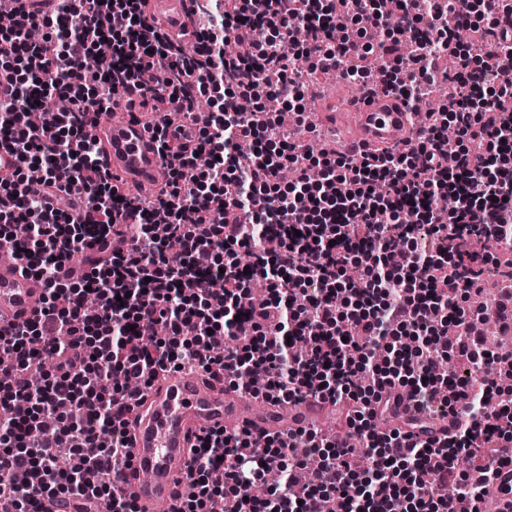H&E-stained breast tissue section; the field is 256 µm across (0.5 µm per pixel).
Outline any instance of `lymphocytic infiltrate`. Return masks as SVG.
Listing matches in <instances>:
<instances>
[{
    "label": "lymphocytic infiltrate",
    "instance_id": "lymphocytic-infiltrate-1",
    "mask_svg": "<svg viewBox=\"0 0 512 512\" xmlns=\"http://www.w3.org/2000/svg\"><path fill=\"white\" fill-rule=\"evenodd\" d=\"M214 0L185 40L149 24V0H51L0 26V247L45 291L0 329V512H139L124 488L126 415L158 371L198 367L276 403L346 407L343 433H234L192 447L170 512H450L479 508L512 471V388L448 377L512 362L478 328L512 306V6L505 0ZM462 43L447 75L438 59ZM385 78L406 107L444 90L401 153L297 144L295 105L328 73ZM199 121L195 145L156 125L168 161L153 200L114 187L100 137L119 102ZM111 251L82 279L64 268ZM268 295L257 303L240 253ZM361 276L350 280L349 267ZM52 371L37 373L45 359ZM396 386L460 422L441 441L386 433Z\"/></svg>",
    "mask_w": 512,
    "mask_h": 512
}]
</instances>
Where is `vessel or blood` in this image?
<instances>
[{"label":"vessel or blood","mask_w":512,"mask_h":512,"mask_svg":"<svg viewBox=\"0 0 512 512\" xmlns=\"http://www.w3.org/2000/svg\"><path fill=\"white\" fill-rule=\"evenodd\" d=\"M150 11L165 15L175 29L192 33L198 28L190 0H152ZM347 114L355 118L357 142L399 150L413 142L408 112L384 92L357 103H334L329 130ZM105 133L110 171L143 194L156 191L166 168L146 118L138 112L114 113ZM42 293V283L22 263L0 262V326L30 319ZM321 412V405L311 402L274 405L227 394L211 386L204 374H170L149 390L133 429L130 461L141 478L132 490L140 512H168L177 481L190 461V448L202 431L222 426L244 427L256 434L295 431L310 426Z\"/></svg>","instance_id":"vessel-or-blood-1"}]
</instances>
